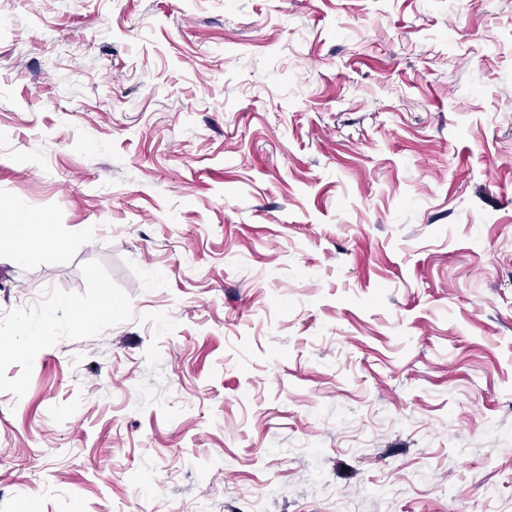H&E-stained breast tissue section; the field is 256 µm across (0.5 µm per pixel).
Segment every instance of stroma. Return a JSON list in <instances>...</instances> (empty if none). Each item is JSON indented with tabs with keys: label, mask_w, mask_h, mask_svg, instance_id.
Returning <instances> with one entry per match:
<instances>
[{
	"label": "stroma",
	"mask_w": 512,
	"mask_h": 512,
	"mask_svg": "<svg viewBox=\"0 0 512 512\" xmlns=\"http://www.w3.org/2000/svg\"><path fill=\"white\" fill-rule=\"evenodd\" d=\"M0 201V512H512V0H0ZM19 211V205H13L6 210L2 207L0 209L1 240L6 239L12 244V256L15 262L26 259L33 240L49 248H58L62 245V240L54 232L52 224H34L31 221L19 219Z\"/></svg>",
	"instance_id": "stroma-1"
}]
</instances>
